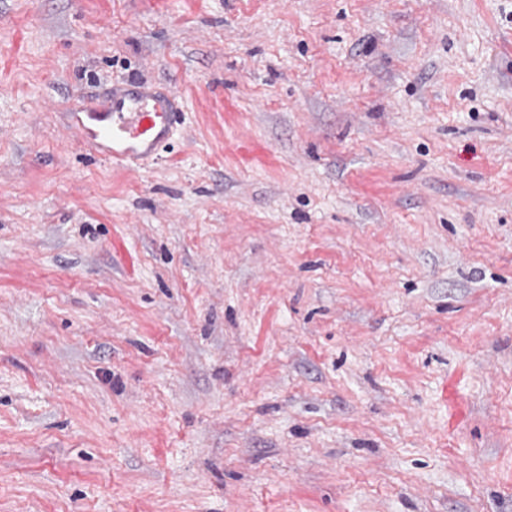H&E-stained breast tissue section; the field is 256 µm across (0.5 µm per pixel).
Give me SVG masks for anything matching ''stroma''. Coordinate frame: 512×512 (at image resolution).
Segmentation results:
<instances>
[{
	"mask_svg": "<svg viewBox=\"0 0 512 512\" xmlns=\"http://www.w3.org/2000/svg\"><path fill=\"white\" fill-rule=\"evenodd\" d=\"M0 512H512V0H0ZM66 114L80 152L130 168L170 145L184 108L171 86L118 81L93 99L72 103Z\"/></svg>",
	"mask_w": 512,
	"mask_h": 512,
	"instance_id": "stroma-1",
	"label": "stroma"
}]
</instances>
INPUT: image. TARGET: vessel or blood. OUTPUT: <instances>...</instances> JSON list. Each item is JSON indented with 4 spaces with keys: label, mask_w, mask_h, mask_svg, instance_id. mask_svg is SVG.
Here are the masks:
<instances>
[{
    "label": "vessel or blood",
    "mask_w": 512,
    "mask_h": 512,
    "mask_svg": "<svg viewBox=\"0 0 512 512\" xmlns=\"http://www.w3.org/2000/svg\"><path fill=\"white\" fill-rule=\"evenodd\" d=\"M183 116V100L172 87L118 81L93 99L72 103L67 126L78 150L130 168L169 146Z\"/></svg>",
    "instance_id": "1"
}]
</instances>
